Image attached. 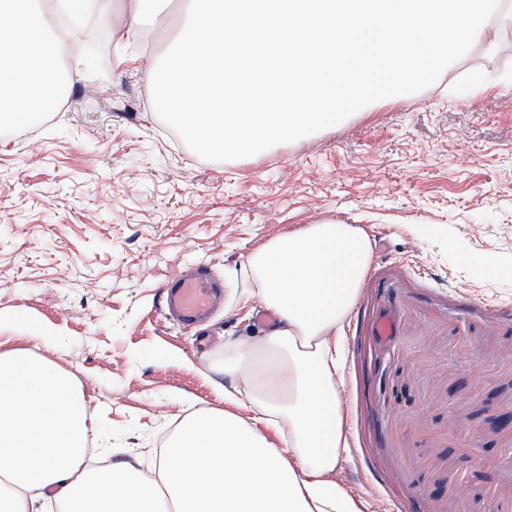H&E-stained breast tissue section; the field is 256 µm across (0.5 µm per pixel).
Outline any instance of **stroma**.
<instances>
[{
  "instance_id": "stroma-1",
  "label": "stroma",
  "mask_w": 512,
  "mask_h": 512,
  "mask_svg": "<svg viewBox=\"0 0 512 512\" xmlns=\"http://www.w3.org/2000/svg\"><path fill=\"white\" fill-rule=\"evenodd\" d=\"M104 67L68 66V94L0 131V338L45 328L89 402L97 435L152 474L158 442L201 408L234 412L207 377L225 343L265 335L240 265L326 219L363 229L371 259L343 325L350 446L337 483L368 512H512V29L433 85L253 156L199 158L157 116L147 80L169 43ZM207 269L210 319L165 315L163 282ZM391 336L378 338L380 317Z\"/></svg>"
}]
</instances>
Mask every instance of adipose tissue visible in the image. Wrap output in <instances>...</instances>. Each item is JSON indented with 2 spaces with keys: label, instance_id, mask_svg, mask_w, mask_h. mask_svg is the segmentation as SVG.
<instances>
[{
  "label": "adipose tissue",
  "instance_id": "adipose-tissue-1",
  "mask_svg": "<svg viewBox=\"0 0 512 512\" xmlns=\"http://www.w3.org/2000/svg\"><path fill=\"white\" fill-rule=\"evenodd\" d=\"M88 2L0 0V127L58 107L69 46L47 16L74 20ZM370 256L363 231L333 219L249 255L242 271L278 325L228 341L222 372L225 400L253 419L195 411L152 478L125 462L89 468L93 418L73 377L51 357L0 348V512H41L51 499L62 512H362L336 482L349 446L340 332Z\"/></svg>",
  "mask_w": 512,
  "mask_h": 512
}]
</instances>
